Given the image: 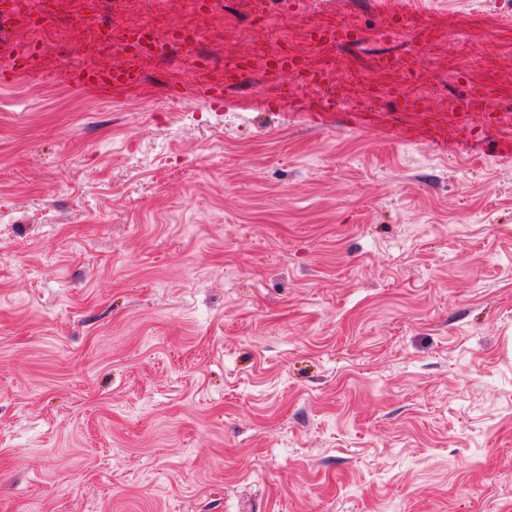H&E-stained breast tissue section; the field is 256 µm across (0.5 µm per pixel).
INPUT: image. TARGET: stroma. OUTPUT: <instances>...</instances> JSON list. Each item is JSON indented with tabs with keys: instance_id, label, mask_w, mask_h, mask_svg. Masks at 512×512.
I'll use <instances>...</instances> for the list:
<instances>
[{
	"instance_id": "35a3bbf8",
	"label": "stroma",
	"mask_w": 512,
	"mask_h": 512,
	"mask_svg": "<svg viewBox=\"0 0 512 512\" xmlns=\"http://www.w3.org/2000/svg\"><path fill=\"white\" fill-rule=\"evenodd\" d=\"M53 2L0 28L45 47L0 87V512H512V0H99L212 66L96 94L63 68L121 57ZM285 45L330 79L269 106ZM266 58L264 62V70H265V88L267 93L274 97L276 96L279 87L280 92L275 101L277 103H282L288 100L289 96H292L294 94V87L291 84H288V82H284L281 84L282 77L285 73H281V71L277 68L276 64L274 63V58ZM269 60V61H268Z\"/></svg>"
}]
</instances>
